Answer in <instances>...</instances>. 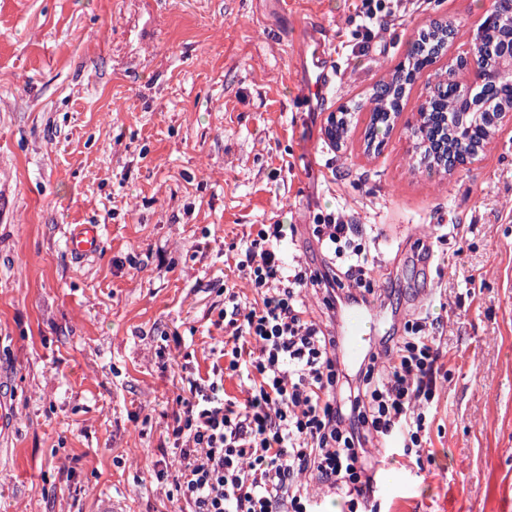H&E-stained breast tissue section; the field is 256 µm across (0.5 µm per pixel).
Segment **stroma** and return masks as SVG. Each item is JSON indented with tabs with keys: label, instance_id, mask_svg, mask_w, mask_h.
<instances>
[{
	"label": "stroma",
	"instance_id": "35a3bbf8",
	"mask_svg": "<svg viewBox=\"0 0 512 512\" xmlns=\"http://www.w3.org/2000/svg\"><path fill=\"white\" fill-rule=\"evenodd\" d=\"M492 0H408L356 54L352 0H0V512H190L171 430L220 364L224 289L260 225L363 224L392 311L443 321L448 378L420 463L378 472L377 512H512V129L470 166L411 171L404 127L366 155L325 135L436 18ZM340 70L301 87L307 26ZM101 227L98 253L66 249ZM451 224L433 244L430 232ZM100 243V225L73 224L67 245L70 253L76 257L97 251Z\"/></svg>",
	"mask_w": 512,
	"mask_h": 512
}]
</instances>
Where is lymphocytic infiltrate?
<instances>
[{
	"instance_id": "obj_1",
	"label": "lymphocytic infiltrate",
	"mask_w": 512,
	"mask_h": 512,
	"mask_svg": "<svg viewBox=\"0 0 512 512\" xmlns=\"http://www.w3.org/2000/svg\"><path fill=\"white\" fill-rule=\"evenodd\" d=\"M361 228L340 212L313 235L322 269L287 265L283 225L265 224L236 264L257 295L224 307L226 371L188 379L172 435L179 444L175 488L194 512H319L318 485L345 497L347 512H377V448L421 458L442 372L440 319L421 313L404 336L382 337L353 380L341 369V340L311 315V288L329 311L373 295L376 257ZM247 379L245 399L224 390V374Z\"/></svg>"
}]
</instances>
